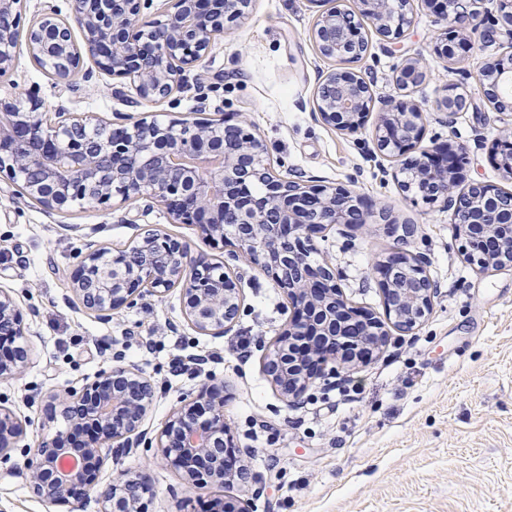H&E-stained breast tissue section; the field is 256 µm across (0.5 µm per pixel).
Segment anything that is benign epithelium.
<instances>
[{"label": "benign epithelium", "mask_w": 512, "mask_h": 512, "mask_svg": "<svg viewBox=\"0 0 512 512\" xmlns=\"http://www.w3.org/2000/svg\"><path fill=\"white\" fill-rule=\"evenodd\" d=\"M69 12L50 5L28 22L25 38L33 61L65 84L91 62L100 71L124 79L144 102L168 97L182 84L186 70L246 15L250 0H172L164 20L150 19L153 0H68ZM448 24L441 51L450 54L452 38L466 33L472 0H426ZM22 0H0V78L12 66ZM358 11L329 10L317 19L310 38L326 57H362L368 49L359 36L363 16L389 37L411 23L404 0H360ZM425 73L409 61L396 74L398 85L421 83ZM512 80V57L497 58L481 70L486 99L499 111L512 106L500 90ZM373 81L360 72L327 75L317 87V111L327 124L350 132L374 120L378 151L402 157L423 139L421 108L400 101L372 115ZM38 93L25 90L0 113V168L13 171L27 196L41 206L64 212L76 205L108 203L115 198L145 199L168 205L182 224L197 225L206 237L237 248V261L259 266L288 295L294 315L266 356L265 370L281 394L292 400L308 389L318 367L336 351L317 349L307 371L293 362L296 339L318 342L348 336L362 353L382 347L379 322L352 310L328 260L314 265L312 234L333 224H366L374 212L340 185L307 184L299 178L269 175L271 162L254 134L219 118L208 122L161 124L146 116L130 126L92 121L74 112H58L47 121ZM501 169L512 179V132L494 143ZM422 196L455 206V224L468 258L479 268L512 266V192L491 183H473L466 197L453 195L459 156L446 145L404 163ZM385 309L393 325L411 331L424 323L435 293L423 258L409 253L380 265ZM237 276L224 263L191 256L187 245L146 232L129 253L112 256L96 241L86 244L72 281L81 305L109 317L138 297H162L173 288L186 299L185 315L197 332L222 336L232 327L242 296ZM28 364L25 333L10 291L0 289V381L18 378ZM155 388L138 370L115 367L98 372L82 387L68 386L47 395L46 421L63 422L42 439L26 459L30 491L51 503L72 504L82 512L93 499L101 512H142L150 492L149 476L102 484L101 470L114 448L157 449L160 458L192 489L233 482L224 426V383L211 379L191 400L176 408L152 437L142 429ZM23 429L14 414L0 407V459H10ZM78 460L67 474L61 458Z\"/></svg>", "instance_id": "1"}]
</instances>
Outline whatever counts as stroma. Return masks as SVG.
Segmentation results:
<instances>
[{
	"instance_id": "1",
	"label": "stroma",
	"mask_w": 512,
	"mask_h": 512,
	"mask_svg": "<svg viewBox=\"0 0 512 512\" xmlns=\"http://www.w3.org/2000/svg\"><path fill=\"white\" fill-rule=\"evenodd\" d=\"M352 0H252L249 17L215 40L188 71L184 90L156 103L139 101L130 85L95 71L58 82L18 43L8 76L0 79V107L20 90L34 88L46 111L58 106L103 120H137L150 113L165 123L196 119L198 94L205 118L240 115L280 163L281 175L299 173L318 184H342L373 201L380 215L368 224H336L317 240L312 261L329 259L351 303L373 313L387 332L384 346L366 361L328 363L301 401L286 400L264 371L268 351L288 323L289 301L252 264H238L243 306L223 337L199 334L184 318L179 290L147 296L101 320L71 292V278L88 241L127 248L149 228L186 242L192 254L229 262L220 247L192 224L171 221L163 204L143 202L74 208L61 213L18 194L0 172V286L22 312L29 364L15 380L0 381V406L10 409L24 433L21 447L43 435L44 396L82 385L117 364L135 367L154 385L156 399L144 421L158 430L182 397L205 375L224 383V421L243 475L224 487L247 512H512V268L479 271L461 250L451 209L406 192L402 159L379 172L367 152L372 125L340 131L314 109L319 82L352 70L374 80L372 112L389 102L415 101L428 149L445 141L461 156L457 191L489 181L512 191L490 158V149L512 128V111L485 98L479 71L487 59L512 54V27L490 37L469 36L455 57L435 47L444 27L424 0H409L412 18L397 37L364 23L367 54L346 61L322 56L309 32L321 9L352 7ZM409 58L427 71L418 87L404 89L396 71ZM461 112L449 113V97ZM393 223H386L384 214ZM417 224L403 237L401 221ZM425 257L438 289L432 311L418 328L389 323L376 273L389 255ZM254 337L248 359L229 345ZM13 452L0 462V512H64L34 496ZM147 471L152 487L146 512H192L191 493L156 449H125L104 466L103 482Z\"/></svg>"
}]
</instances>
